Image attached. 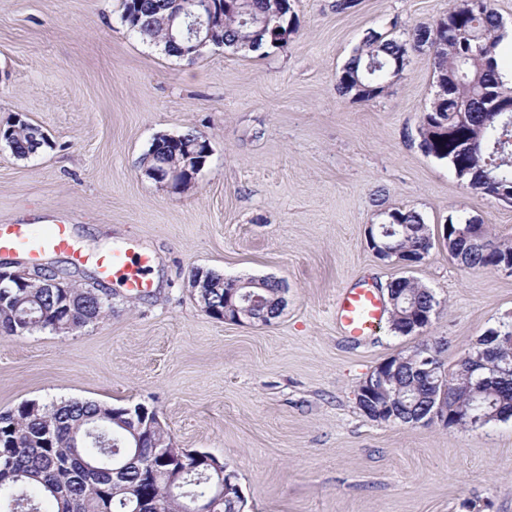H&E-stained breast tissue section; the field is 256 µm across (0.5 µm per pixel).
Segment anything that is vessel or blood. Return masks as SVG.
Listing matches in <instances>:
<instances>
[{
  "label": "vessel or blood",
  "instance_id": "obj_1",
  "mask_svg": "<svg viewBox=\"0 0 512 512\" xmlns=\"http://www.w3.org/2000/svg\"><path fill=\"white\" fill-rule=\"evenodd\" d=\"M17 251L35 261L48 253L68 255L76 264L87 259L70 225L63 223L49 225L39 232L28 224H0V254ZM154 261L153 253L134 240L125 248L103 252L96 257L99 273L104 279L135 295L150 291L152 283L147 273ZM336 313L345 336L364 339L375 333L385 313V305L379 289L365 282L338 295Z\"/></svg>",
  "mask_w": 512,
  "mask_h": 512
}]
</instances>
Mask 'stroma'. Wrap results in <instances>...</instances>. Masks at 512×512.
Returning <instances> with one entry per match:
<instances>
[{
    "label": "stroma",
    "mask_w": 512,
    "mask_h": 512,
    "mask_svg": "<svg viewBox=\"0 0 512 512\" xmlns=\"http://www.w3.org/2000/svg\"><path fill=\"white\" fill-rule=\"evenodd\" d=\"M294 0L280 48L208 49L194 61L130 35L121 0H0V126L14 116L50 145L26 159L0 143V224H71L89 261L41 260L110 294L112 314L66 335L0 334V411L24 401L144 403L178 447L223 458L246 512H512V420L465 430L368 419L359 383L381 362L441 341L446 369L512 322V274L462 267L438 244L404 267L367 242L381 208L419 212L433 233L477 219L512 242V205L475 193L420 147L434 93L428 53L377 99L336 91L371 29L401 38L448 0ZM196 131L210 154L191 187L149 178L157 135ZM137 237L158 285L134 296L94 255ZM286 287L271 324L211 318L191 269ZM409 276L440 307L422 336L381 323L347 338L336 297Z\"/></svg>",
    "instance_id": "obj_1"
}]
</instances>
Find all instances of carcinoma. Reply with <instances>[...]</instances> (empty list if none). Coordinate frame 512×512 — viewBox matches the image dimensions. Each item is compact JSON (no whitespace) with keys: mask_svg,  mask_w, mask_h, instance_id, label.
<instances>
[{"mask_svg":"<svg viewBox=\"0 0 512 512\" xmlns=\"http://www.w3.org/2000/svg\"><path fill=\"white\" fill-rule=\"evenodd\" d=\"M175 8V0H123L121 21L129 33L177 58L168 40V20ZM269 9L270 0H241L240 9L224 14V22L213 28L212 41L242 51L271 44L270 28L262 30L242 21L244 16L263 17ZM503 40L504 27L493 0L477 4L452 0L448 12L417 25L406 40L391 31H367L338 74L336 90L364 102L383 96L403 78L405 58L421 50L423 42H431L436 47L433 74L448 89L422 113L419 135L426 153L448 162L457 173L467 170L463 178L468 181H480L488 173L496 183L512 187V112L505 122L493 115L499 97H512V85L502 76L497 59ZM6 130L7 145L18 158L49 145L45 136L34 138L39 126L25 119L13 121ZM199 139L203 135L196 131L184 133L180 145L150 150L144 163L157 169L182 167L184 147ZM466 144L472 149L463 153L461 147ZM382 215L384 221L404 226L403 233L390 238L398 251L413 256L433 249L434 234L417 211L394 207ZM472 223L461 216L448 217V238L457 233L465 237ZM481 235L479 244L458 243L464 267L489 269L512 254V246L488 227L481 229ZM206 276L210 287L197 292L198 301L219 314L224 311V296L238 293L239 279L211 271ZM387 287L401 289L420 307L439 305L434 294L415 280L395 279ZM282 308V289L276 283H264L257 316L269 324ZM33 310L45 313V319L28 332L70 333L112 315V301L97 288H36L16 282L8 295L0 296V333L14 334V318ZM390 330L401 336L422 334L402 312L390 320ZM485 376L489 382L477 401L484 407H501L511 419L512 345H502L494 369L478 370L470 377L462 366L437 385L407 368L397 372L391 380L395 421L416 426L437 401L468 410L473 402L464 387ZM124 409V405L95 401L42 404L32 400L0 411V512H42L43 500L53 505L52 512H155L158 507L162 512H191L195 502L212 491L209 474L214 468L197 460V455L208 457L210 453L197 450L192 454L176 446L163 426L143 447H127L126 438L132 434L122 426ZM164 470L185 472L188 495L169 498L165 481L154 476Z\"/></svg>","mask_w":512,"mask_h":512,"instance_id":"carcinoma-1","label":"carcinoma"}]
</instances>
